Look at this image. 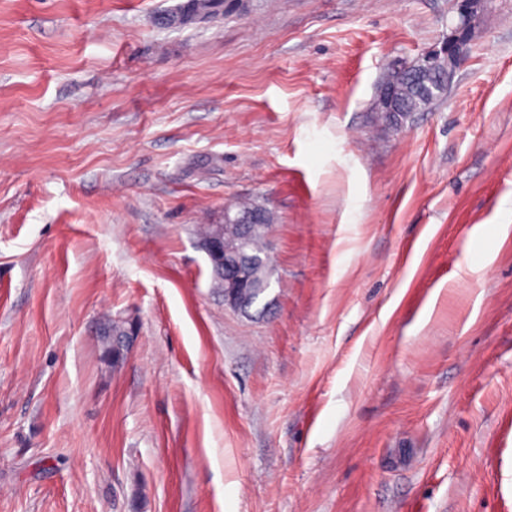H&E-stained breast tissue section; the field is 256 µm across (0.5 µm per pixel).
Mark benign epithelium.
<instances>
[{
  "label": "benign epithelium",
  "instance_id": "benign-epithelium-1",
  "mask_svg": "<svg viewBox=\"0 0 512 512\" xmlns=\"http://www.w3.org/2000/svg\"><path fill=\"white\" fill-rule=\"evenodd\" d=\"M457 19L448 36L446 45L438 51L425 55L414 67L422 70L434 68L439 72V84H450L456 69L469 52L470 45L480 24L482 15L488 9V0H454ZM214 21V15L207 7H194L181 14L168 12L160 23L174 28H184ZM407 69L392 72L380 86L375 109L388 112L401 111V102L407 87L402 75ZM253 225L250 218L236 215V211L224 208V223L214 225L213 234L201 242L215 279L224 283V305L236 307L241 299L240 289L249 280L242 256L231 251L224 234L231 233L240 240L250 236Z\"/></svg>",
  "mask_w": 512,
  "mask_h": 512
}]
</instances>
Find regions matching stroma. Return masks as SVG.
I'll list each match as a JSON object with an SVG mask.
<instances>
[{"mask_svg": "<svg viewBox=\"0 0 512 512\" xmlns=\"http://www.w3.org/2000/svg\"><path fill=\"white\" fill-rule=\"evenodd\" d=\"M179 2L0 0V512H512V0L398 128L452 0ZM240 200L259 319L196 232ZM214 21V15L207 7H193L191 10H185V13L177 14L173 12L165 13L160 18L162 25L174 28H184L199 24L210 23ZM231 207L235 210L224 208L226 224H214L213 234L200 242L201 248L207 256L215 279L224 283V288H221L219 282L214 280L217 288L224 291L225 306L236 307L241 299L239 289L243 288L238 312L249 317H261L269 308V301L265 298L274 276L272 261L266 252V238L274 217L270 211L250 203H240ZM236 211H261L264 213V222L257 224L250 236L255 224H250L249 217L237 216ZM226 233L233 234L239 240H245L250 236L239 250L251 264L250 279L241 254L231 251L229 242L224 239Z\"/></svg>", "mask_w": 512, "mask_h": 512, "instance_id": "1", "label": "stroma"}]
</instances>
